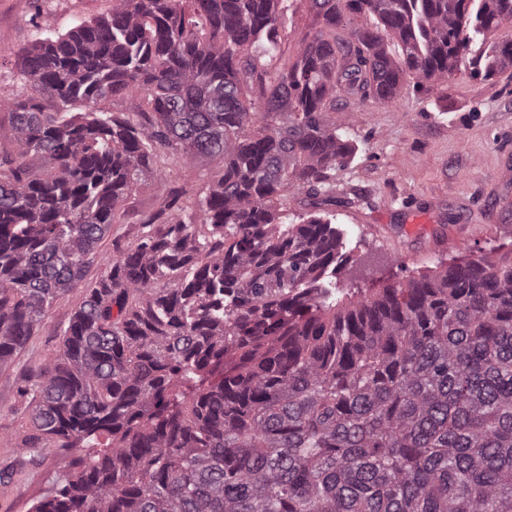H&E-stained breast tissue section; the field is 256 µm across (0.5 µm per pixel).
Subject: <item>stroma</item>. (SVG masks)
<instances>
[{
  "label": "stroma",
  "instance_id": "1",
  "mask_svg": "<svg viewBox=\"0 0 512 512\" xmlns=\"http://www.w3.org/2000/svg\"><path fill=\"white\" fill-rule=\"evenodd\" d=\"M112 0H0V86L21 93L19 55L36 39L35 22L68 27L72 16L108 17ZM359 152L334 174L323 212L350 241L355 261L336 273L340 290L379 288L443 263L512 249V180L498 176L512 160V68L492 82L460 74L443 84L407 83L391 103L347 105ZM59 297L44 328L10 370L0 372V512H32L58 475L77 470L82 448L20 455L26 430L17 390L58 342L82 298Z\"/></svg>",
  "mask_w": 512,
  "mask_h": 512
}]
</instances>
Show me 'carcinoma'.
Returning <instances> with one entry per match:
<instances>
[{
  "label": "carcinoma",
  "mask_w": 512,
  "mask_h": 512,
  "mask_svg": "<svg viewBox=\"0 0 512 512\" xmlns=\"http://www.w3.org/2000/svg\"><path fill=\"white\" fill-rule=\"evenodd\" d=\"M112 0L37 23L0 98V370L84 287L25 378L16 447L88 448L33 512H512V253L336 299V101L512 67V0ZM141 97L134 112L102 102ZM170 185L131 229L149 175ZM293 13V25L290 40L288 41V50L285 49L281 63L294 58L300 46V41L308 31L312 23V15L308 9V2L301 0L296 2ZM221 169L222 163L219 159L212 160L202 167L197 165H179L174 168L171 179L175 180L179 185H183L190 192L197 193L207 183L203 175L206 173L215 175Z\"/></svg>",
  "instance_id": "obj_1"
}]
</instances>
